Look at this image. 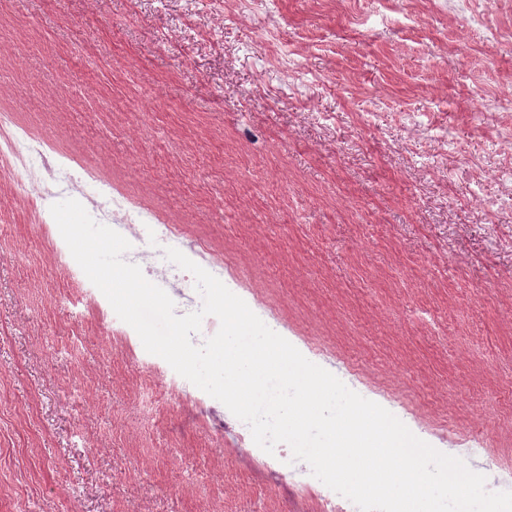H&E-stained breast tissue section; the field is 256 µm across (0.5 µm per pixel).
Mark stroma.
I'll return each instance as SVG.
<instances>
[{"label": "stroma", "instance_id": "stroma-1", "mask_svg": "<svg viewBox=\"0 0 512 512\" xmlns=\"http://www.w3.org/2000/svg\"><path fill=\"white\" fill-rule=\"evenodd\" d=\"M395 7L382 28L383 0H0V114L49 191L0 156V512H324L327 486L279 477L57 262L51 205L105 186L512 491V211L486 218L471 169L502 162L512 38Z\"/></svg>", "mask_w": 512, "mask_h": 512}]
</instances>
